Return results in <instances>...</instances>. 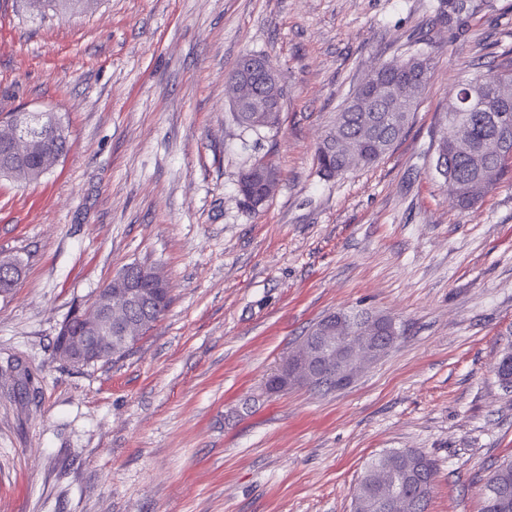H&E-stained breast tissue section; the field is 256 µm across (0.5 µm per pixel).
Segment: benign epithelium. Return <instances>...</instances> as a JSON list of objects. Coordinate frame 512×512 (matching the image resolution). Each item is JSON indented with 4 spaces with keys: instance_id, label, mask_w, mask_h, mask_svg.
<instances>
[{
    "instance_id": "7a95c632",
    "label": "benign epithelium",
    "mask_w": 512,
    "mask_h": 512,
    "mask_svg": "<svg viewBox=\"0 0 512 512\" xmlns=\"http://www.w3.org/2000/svg\"><path fill=\"white\" fill-rule=\"evenodd\" d=\"M264 79V99H269L277 88V75L274 68L264 63H251L250 70L238 76L232 85L235 92L234 111H241L244 104L258 100L256 75ZM39 124H32L31 117L14 120L0 128V147L14 159L12 171L18 172L17 162L41 152L50 144L56 134L57 119L42 113L36 116ZM263 174L266 195H271L278 183L277 172L263 160L255 162L242 176L244 184L252 180L253 173ZM149 273L148 268L126 265L102 288L98 295L82 310L80 328L75 336H67L55 348L56 356L76 366H87L112 358L113 347H129L135 343L143 331L141 323L131 321L125 314L133 307L147 304L145 296L139 294L135 272ZM395 323L387 317L379 322L371 317L358 326L355 334L347 333V316L341 312L336 320L324 328L321 342L301 341L299 346L285 357L275 376L288 374L298 377L305 387L314 386L326 375L336 378L338 388L350 385L360 367L367 362H375L388 352L397 337L393 334Z\"/></svg>"
}]
</instances>
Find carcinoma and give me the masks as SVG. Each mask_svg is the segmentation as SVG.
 Here are the masks:
<instances>
[{
  "instance_id": "obj_1",
  "label": "carcinoma",
  "mask_w": 512,
  "mask_h": 512,
  "mask_svg": "<svg viewBox=\"0 0 512 512\" xmlns=\"http://www.w3.org/2000/svg\"><path fill=\"white\" fill-rule=\"evenodd\" d=\"M83 0H45L59 13L82 10ZM479 8L476 0H448V14L467 16ZM431 57L415 52L376 67L377 79L401 91L402 99L381 101L367 96L365 85L348 97L336 121L317 148L319 174L327 179L342 175L351 159L362 165L385 156L404 135L428 83ZM497 75L512 81V61L458 82L455 102L439 119L436 152L445 156L446 169L438 172L444 185L463 209L479 199L470 194L473 182L489 179L493 189L512 178V101L501 100L489 82ZM234 118L246 130L277 127L255 112H236ZM496 141L499 151H486ZM435 461L413 448L390 449L373 459L357 486L361 512H427L433 488ZM482 512H512V458L494 466L483 485Z\"/></svg>"
}]
</instances>
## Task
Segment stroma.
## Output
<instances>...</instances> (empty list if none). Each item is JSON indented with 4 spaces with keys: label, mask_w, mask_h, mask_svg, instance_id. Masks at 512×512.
<instances>
[{
    "label": "stroma",
    "mask_w": 512,
    "mask_h": 512,
    "mask_svg": "<svg viewBox=\"0 0 512 512\" xmlns=\"http://www.w3.org/2000/svg\"><path fill=\"white\" fill-rule=\"evenodd\" d=\"M439 0H94L38 15L0 0V122L52 112L69 149L0 178V512H352L365 463L436 461L429 512H480L512 456V180L460 209L434 176L459 78L512 55V0L463 29ZM428 51L422 103L381 160L327 180L316 148L376 66ZM264 56L284 96L245 131L227 78ZM265 158L279 184L238 193ZM172 302L123 356L55 355L70 310L123 266ZM368 309L403 335L346 389L271 393L323 316Z\"/></svg>",
    "instance_id": "obj_1"
}]
</instances>
